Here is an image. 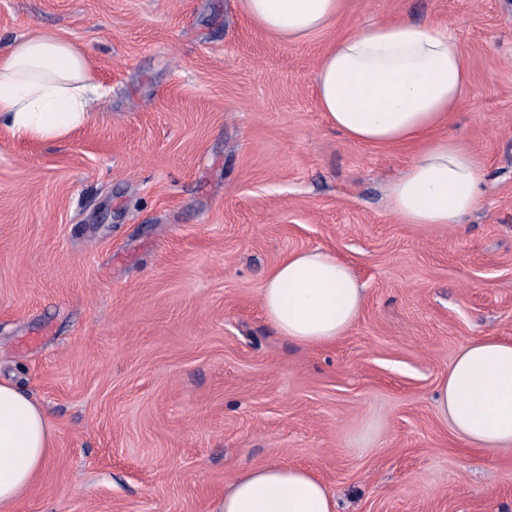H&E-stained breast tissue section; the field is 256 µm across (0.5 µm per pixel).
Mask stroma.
Returning a JSON list of instances; mask_svg holds the SVG:
<instances>
[{"instance_id":"stroma-1","label":"stroma","mask_w":512,"mask_h":512,"mask_svg":"<svg viewBox=\"0 0 512 512\" xmlns=\"http://www.w3.org/2000/svg\"><path fill=\"white\" fill-rule=\"evenodd\" d=\"M456 30L471 92L448 127L485 159L464 224H401L385 188L411 146L357 144L313 94L333 34ZM65 35L109 91L59 141L0 128V381L45 411L53 458L13 512H212L242 470H313L338 512H512V449L436 409L479 336L512 340V0H346L290 44L237 0H0V51ZM322 248L365 288L324 346L260 303Z\"/></svg>"}]
</instances>
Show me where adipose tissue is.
Returning <instances> with one entry per match:
<instances>
[{
	"label": "adipose tissue",
	"instance_id": "ef3b65f1",
	"mask_svg": "<svg viewBox=\"0 0 512 512\" xmlns=\"http://www.w3.org/2000/svg\"><path fill=\"white\" fill-rule=\"evenodd\" d=\"M254 26L289 43L333 27L344 0H238ZM470 91L469 63L447 21L380 20L337 38L314 81L320 112L350 141L417 146L386 189L402 224L444 229L480 205L484 161L444 132ZM108 91L64 36L36 31L0 52V125L35 140L64 138L89 123ZM260 301L276 331L305 346L327 345L358 318L365 292L351 267L325 249L295 252L266 276ZM453 431L476 448L512 447V341L480 336L456 356L437 391ZM54 448L45 411L0 382V512L28 490ZM214 512H337L335 495L311 470L285 462L238 474Z\"/></svg>",
	"mask_w": 512,
	"mask_h": 512
}]
</instances>
